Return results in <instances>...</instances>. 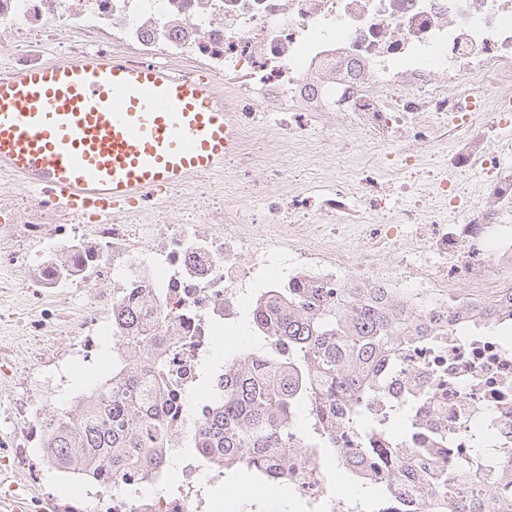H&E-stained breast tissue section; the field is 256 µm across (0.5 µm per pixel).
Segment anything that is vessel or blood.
I'll return each mask as SVG.
<instances>
[{"mask_svg": "<svg viewBox=\"0 0 512 512\" xmlns=\"http://www.w3.org/2000/svg\"><path fill=\"white\" fill-rule=\"evenodd\" d=\"M233 133L202 76L106 53L0 78V171L79 202H124L224 163Z\"/></svg>", "mask_w": 512, "mask_h": 512, "instance_id": "b4317fda", "label": "vessel or blood"}]
</instances>
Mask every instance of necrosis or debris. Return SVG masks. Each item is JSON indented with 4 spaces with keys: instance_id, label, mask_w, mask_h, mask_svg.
Instances as JSON below:
<instances>
[{
    "instance_id": "4bbe7bcc",
    "label": "necrosis or debris",
    "mask_w": 512,
    "mask_h": 512,
    "mask_svg": "<svg viewBox=\"0 0 512 512\" xmlns=\"http://www.w3.org/2000/svg\"><path fill=\"white\" fill-rule=\"evenodd\" d=\"M0 75L87 52L207 75L234 146L111 215L0 194V512H211L203 458L180 478L60 499L40 455L70 366L136 363L119 312L140 308L168 369L174 447L209 414L212 338L251 326L279 289L380 288L408 312L367 396L336 401L340 448H399L452 483L388 486L377 512L424 498L512 501V342L486 307L512 295V0H0ZM360 135L361 151L345 142ZM306 512H360L301 437Z\"/></svg>"
}]
</instances>
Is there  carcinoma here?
I'll return each mask as SVG.
<instances>
[{"label": "carcinoma", "instance_id": "cac0c4a2", "mask_svg": "<svg viewBox=\"0 0 512 512\" xmlns=\"http://www.w3.org/2000/svg\"><path fill=\"white\" fill-rule=\"evenodd\" d=\"M280 294L281 301L256 312L258 321L278 331L274 345L260 353L264 343L244 344L234 352L238 368L224 376L222 389L209 392L211 413L187 444L213 467L232 466L269 486L288 484L296 408L305 406L309 424L322 427L332 416L336 394H366V373L394 349L397 325L406 321L378 293L354 301L349 311L310 295H290L286 288ZM127 320L133 332L128 341L142 347L140 367L113 359L112 388L95 407L54 422L44 448L55 465L112 485L162 463L151 451L166 446L168 438L167 418L151 401L166 385L149 348L153 337L141 335L137 317ZM358 463L389 484H409L417 476L399 448H357L342 461ZM448 512H512V507L486 497Z\"/></svg>", "mask_w": 512, "mask_h": 512}]
</instances>
